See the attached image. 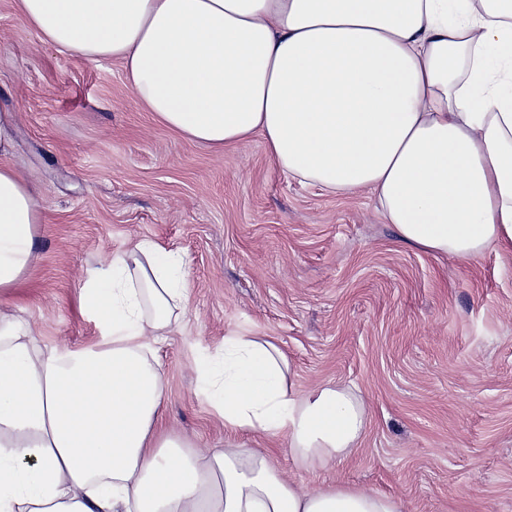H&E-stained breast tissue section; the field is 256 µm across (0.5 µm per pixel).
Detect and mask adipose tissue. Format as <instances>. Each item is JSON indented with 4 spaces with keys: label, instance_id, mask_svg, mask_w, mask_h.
Instances as JSON below:
<instances>
[{
    "label": "adipose tissue",
    "instance_id": "adipose-tissue-1",
    "mask_svg": "<svg viewBox=\"0 0 512 512\" xmlns=\"http://www.w3.org/2000/svg\"><path fill=\"white\" fill-rule=\"evenodd\" d=\"M58 52L120 61L134 103L223 151L261 134L289 175L371 192L398 239L469 263L512 251V0H16ZM46 220L0 164V293L20 287ZM185 260L141 241L81 289L100 344L40 345L0 310V512H401L345 484L305 492L259 448L184 451L162 427L148 340L178 319ZM230 429L322 469L353 457L367 403L299 393L273 342L224 339L197 365Z\"/></svg>",
    "mask_w": 512,
    "mask_h": 512
}]
</instances>
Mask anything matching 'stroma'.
I'll use <instances>...</instances> for the list:
<instances>
[{
  "label": "stroma",
  "instance_id": "obj_1",
  "mask_svg": "<svg viewBox=\"0 0 512 512\" xmlns=\"http://www.w3.org/2000/svg\"><path fill=\"white\" fill-rule=\"evenodd\" d=\"M0 103L15 109L4 163L37 182L46 222L20 295H0L40 342L101 339L80 289L106 257L148 239L186 261L188 299L151 345L163 422L193 448L256 445L198 387L228 336L272 341L299 391L352 385L369 401L358 453L312 471L395 497L401 512H512V253L461 264L401 243L371 193L337 197L282 171L260 135L217 153L132 103L120 62L57 52L0 0Z\"/></svg>",
  "mask_w": 512,
  "mask_h": 512
}]
</instances>
